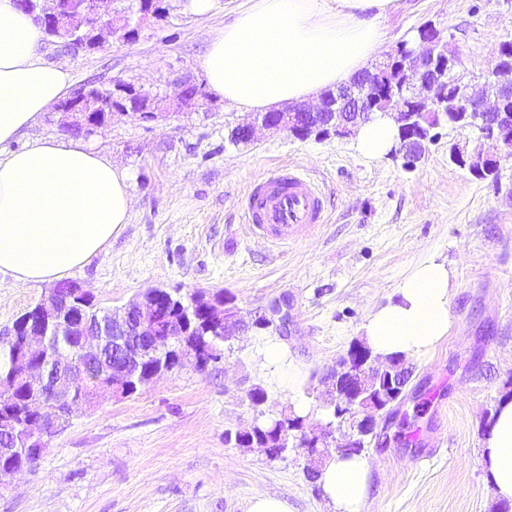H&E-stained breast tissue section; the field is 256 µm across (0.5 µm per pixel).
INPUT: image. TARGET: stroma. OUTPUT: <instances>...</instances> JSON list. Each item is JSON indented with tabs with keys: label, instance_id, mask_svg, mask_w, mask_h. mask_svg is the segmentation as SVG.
Here are the masks:
<instances>
[{
	"label": "stroma",
	"instance_id": "obj_1",
	"mask_svg": "<svg viewBox=\"0 0 512 512\" xmlns=\"http://www.w3.org/2000/svg\"><path fill=\"white\" fill-rule=\"evenodd\" d=\"M383 21L382 51L432 23L458 68L480 77L512 35L502 0H399ZM219 0L199 16L188 0H167L130 43L70 56L74 85L121 79L174 95L177 81L205 84L211 31L246 9ZM252 114L207 95L195 111L144 122L114 115L83 141L129 175L132 209L110 245L71 273L98 307L120 306L153 288L223 290L235 297L247 333L224 345L220 362L186 365L126 398H104L73 413L28 470L0 483V512H247L259 493L290 512H334L306 476L302 452L275 460L225 442L256 413L246 394L263 388L266 415L301 400L326 404L324 381L362 338V325L423 257L456 272L452 330L428 357L411 360L405 398L378 442L365 512H496L482 441L500 401L512 397V155L500 154V183L449 159L478 133L445 126L412 170L391 157L362 158L353 138L299 140L258 130L237 144L232 130ZM283 164L300 166L325 192L327 221L298 243L271 248L253 238L242 200L255 180ZM50 284L0 274V329L48 295ZM288 312V333L254 321L272 304ZM274 340L302 372L297 398L260 366ZM413 432L402 421L417 404Z\"/></svg>",
	"mask_w": 512,
	"mask_h": 512
}]
</instances>
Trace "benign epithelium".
Masks as SVG:
<instances>
[{"instance_id":"7a95c632","label":"benign epithelium","mask_w":512,"mask_h":512,"mask_svg":"<svg viewBox=\"0 0 512 512\" xmlns=\"http://www.w3.org/2000/svg\"><path fill=\"white\" fill-rule=\"evenodd\" d=\"M102 0H56L55 6L38 13L29 7V0H17L19 10L30 17L33 23L47 30L51 42L71 55L100 51L105 47L104 34L118 36L129 42L136 38L139 29L155 12L149 4L161 7L162 0H139L133 16L117 15L112 10L100 8ZM444 42L442 31L432 25L420 30V43L424 50L406 56L402 63L405 79L402 83L386 87V94L378 92L374 84L376 77L393 68L390 54L377 61L370 69L358 74L355 83L342 86L337 91H326L319 104L308 106L296 104L286 108H274L268 112H257L252 121L234 128L241 141L253 140L255 129L286 132L292 137L323 139L334 136L346 138L354 134L365 122V116L380 107L385 100L397 98L403 108L390 113L398 125L399 138L391 149V156L399 158L406 168H412L425 154L427 146L438 138L436 121L425 127H417V133L409 129L416 124L418 111L437 112L448 102L445 74L452 64L441 55ZM512 49V42L500 44L499 55L493 64L490 86L465 80L456 74V93L453 96L459 120L474 128L479 138L493 143V152L476 150L468 153L458 147L451 149V160L466 168L479 178L499 174L497 155L504 148L512 147V109L505 102L512 100V65L503 62L505 52ZM175 100L153 95L130 83L118 81L104 94H96L91 85L72 93L63 100L56 111L64 116L63 128L70 134H90L101 127L114 113H133L143 121L152 122L164 118L173 111H188L196 105L202 93L195 83L184 80ZM84 294L80 286L71 284L70 290L62 292L55 287L50 294L31 310L26 317H35L36 324L21 326L14 323L6 333V341L16 338L24 331L20 350L16 352L10 373L0 376V393L10 394L14 386L22 382L32 390L30 407L36 412L38 433L32 435L43 442L60 432L68 422V407L73 395L93 381L96 396H127L134 387V379L142 364L155 360L153 375L158 377L191 362L202 367L205 362L215 363L222 359L219 349L208 350L209 359L202 360V349L182 337L190 325L189 316L175 319L166 306L160 304L163 293L155 289L138 297L119 311H109L100 320L81 325L74 321L69 310V299ZM208 314L220 320L224 340L228 341L236 332L246 328L237 318L236 308L231 304H211ZM257 328L275 327L279 333L287 331L288 315L274 306L254 322ZM80 333L76 352L60 344L52 343L65 336ZM120 359L107 372L96 374L89 365L96 362L105 348ZM348 371L342 375L327 374L335 393L333 403L340 418L337 425L309 429L305 420L285 416L275 431L277 445L288 449L299 448L311 457L320 448L335 445L336 452H345L355 437L377 428L376 415L367 406L366 381L376 375L390 371L366 355L356 361L346 357ZM408 366L400 364L390 375V392L398 399L408 381L405 374ZM344 441H336V434Z\"/></svg>"}]
</instances>
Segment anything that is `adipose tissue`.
I'll list each match as a JSON object with an SVG mask.
<instances>
[{"mask_svg": "<svg viewBox=\"0 0 512 512\" xmlns=\"http://www.w3.org/2000/svg\"><path fill=\"white\" fill-rule=\"evenodd\" d=\"M397 0H253L208 39L203 70L211 91L248 111L311 103L349 83L382 44L379 20ZM43 34L0 0V274L23 283L58 281L90 263L130 217L128 175L82 141L25 131L63 100L68 62H46ZM394 122L375 116L357 135V152L377 160L393 147ZM22 148L11 149L15 140ZM453 270L420 260L362 326L380 358L426 357L448 338ZM495 496L512 501V400H504L484 441ZM371 461L334 454L318 483L336 512H363Z\"/></svg>", "mask_w": 512, "mask_h": 512, "instance_id": "ef3b65f1", "label": "adipose tissue"}]
</instances>
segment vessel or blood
I'll list each match as a JSON object with an SVG mask.
<instances>
[{"label": "vessel or blood", "mask_w": 512, "mask_h": 512, "mask_svg": "<svg viewBox=\"0 0 512 512\" xmlns=\"http://www.w3.org/2000/svg\"><path fill=\"white\" fill-rule=\"evenodd\" d=\"M242 208L255 234L284 247L325 223L322 189L298 169L278 167L253 183Z\"/></svg>", "instance_id": "1"}]
</instances>
